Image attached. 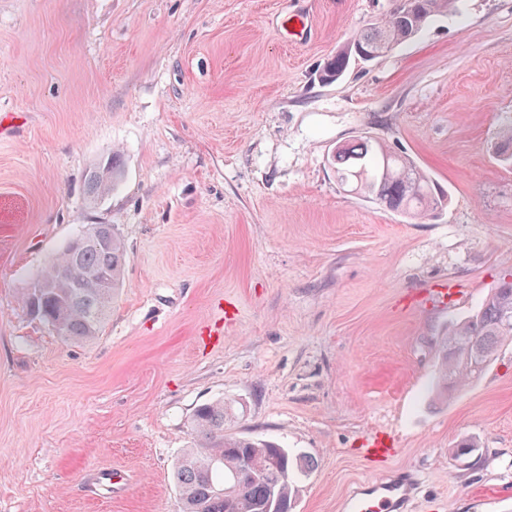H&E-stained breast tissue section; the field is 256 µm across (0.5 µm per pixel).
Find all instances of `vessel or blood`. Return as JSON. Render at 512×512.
I'll use <instances>...</instances> for the list:
<instances>
[{
	"instance_id": "b4317fda",
	"label": "vessel or blood",
	"mask_w": 512,
	"mask_h": 512,
	"mask_svg": "<svg viewBox=\"0 0 512 512\" xmlns=\"http://www.w3.org/2000/svg\"><path fill=\"white\" fill-rule=\"evenodd\" d=\"M417 490L404 476L373 478L357 487L348 498L352 512H406Z\"/></svg>"
}]
</instances>
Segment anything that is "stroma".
I'll return each mask as SVG.
<instances>
[{"mask_svg": "<svg viewBox=\"0 0 512 512\" xmlns=\"http://www.w3.org/2000/svg\"><path fill=\"white\" fill-rule=\"evenodd\" d=\"M396 4L0 0V512H180L173 464L214 399L226 433L312 457L294 512H347L392 472L418 480L408 512H512V342L450 398L435 375L512 272V0H460L321 81ZM360 135L447 206L416 220L345 191L330 156ZM115 151L121 183L89 200ZM90 224L123 238L124 285L74 343L28 297ZM376 433L384 463L363 455ZM99 468L117 484L88 487Z\"/></svg>", "mask_w": 512, "mask_h": 512, "instance_id": "stroma-1", "label": "stroma"}]
</instances>
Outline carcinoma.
<instances>
[{
  "mask_svg": "<svg viewBox=\"0 0 512 512\" xmlns=\"http://www.w3.org/2000/svg\"><path fill=\"white\" fill-rule=\"evenodd\" d=\"M457 0H410L409 12L397 7L380 25L356 34L327 63L328 80L344 75L352 52L390 48L410 39L433 16ZM332 165L340 184L414 219L442 210L447 193L411 159L396 155L368 136L334 151ZM120 156L111 154L89 172L87 194L95 200L114 190ZM91 225L37 277L30 305L66 341L86 342L100 332L122 283L126 250L117 234L100 243ZM512 341V280H503L479 310L456 325L438 353L440 393L448 394L479 377L501 345ZM224 400L199 405L190 419L193 446L174 466L182 512H293L297 478L313 469L307 456L292 454L275 441L224 433Z\"/></svg>",
  "mask_w": 512,
  "mask_h": 512,
  "instance_id": "obj_1",
  "label": "carcinoma"
}]
</instances>
